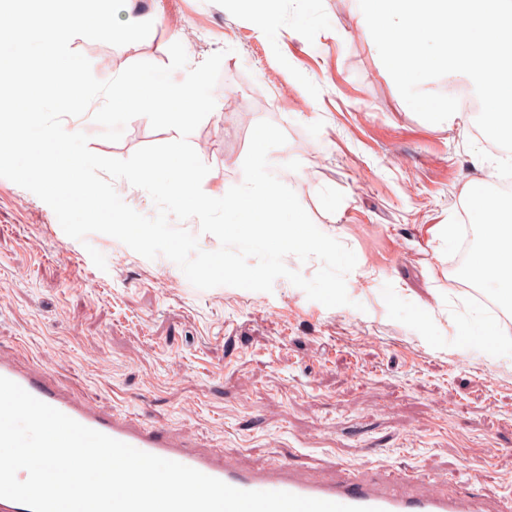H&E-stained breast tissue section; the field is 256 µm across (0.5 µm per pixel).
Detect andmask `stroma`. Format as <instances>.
<instances>
[{
    "label": "stroma",
    "instance_id": "35a3bbf8",
    "mask_svg": "<svg viewBox=\"0 0 512 512\" xmlns=\"http://www.w3.org/2000/svg\"><path fill=\"white\" fill-rule=\"evenodd\" d=\"M274 21L236 0H126L120 21H152L124 46L74 38L90 62L189 67L221 51L216 106L189 142L210 171L206 194L243 181L258 121L284 146L270 164L315 225L350 248V305L325 307L280 278L272 292L200 290L180 268L113 237H68L36 195L0 178V358L47 372L66 395L145 429L184 436L253 467L306 478L343 471L468 497L489 490L512 512V333L500 353L464 331L482 301L454 266L468 184L498 173L476 115L417 116L357 24L353 0H271ZM92 152L118 159L176 140L131 119L122 138L81 123ZM107 261L98 269L87 249ZM175 280V288L156 283Z\"/></svg>",
    "mask_w": 512,
    "mask_h": 512
}]
</instances>
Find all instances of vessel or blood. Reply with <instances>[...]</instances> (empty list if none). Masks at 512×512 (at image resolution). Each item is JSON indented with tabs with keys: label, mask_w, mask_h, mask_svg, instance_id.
I'll return each mask as SVG.
<instances>
[{
	"label": "vessel or blood",
	"mask_w": 512,
	"mask_h": 512,
	"mask_svg": "<svg viewBox=\"0 0 512 512\" xmlns=\"http://www.w3.org/2000/svg\"><path fill=\"white\" fill-rule=\"evenodd\" d=\"M0 376L6 377L37 399L80 424L141 451L176 461L211 477L249 491H286L345 505L376 508L377 512H485L480 498H455L440 493L415 496L379 487L372 480L349 477L335 483L303 482L290 470L248 469L227 462L190 441L173 440L163 431H144L131 421L115 419L95 408L74 402L59 392L45 372L0 360Z\"/></svg>",
	"instance_id": "vessel-or-blood-1"
}]
</instances>
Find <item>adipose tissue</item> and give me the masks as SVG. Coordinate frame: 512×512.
I'll return each instance as SVG.
<instances>
[{
    "label": "adipose tissue",
    "instance_id": "1",
    "mask_svg": "<svg viewBox=\"0 0 512 512\" xmlns=\"http://www.w3.org/2000/svg\"><path fill=\"white\" fill-rule=\"evenodd\" d=\"M469 220L484 233L483 245L470 263V271L496 298L512 303V198L494 203L481 201L472 207Z\"/></svg>",
    "mask_w": 512,
    "mask_h": 512
}]
</instances>
